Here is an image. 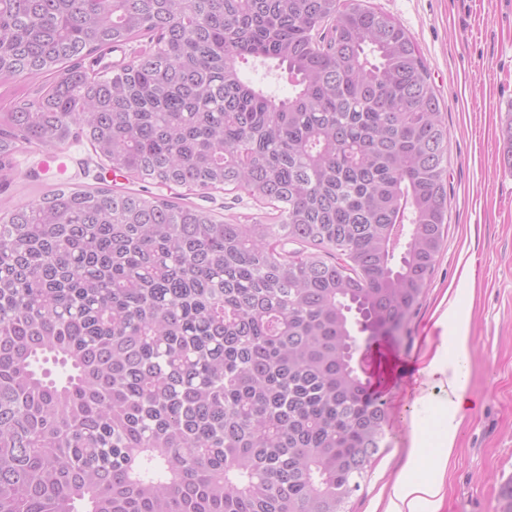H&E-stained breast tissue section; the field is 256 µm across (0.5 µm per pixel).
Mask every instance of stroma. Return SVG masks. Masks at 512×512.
<instances>
[{
  "label": "stroma",
  "mask_w": 512,
  "mask_h": 512,
  "mask_svg": "<svg viewBox=\"0 0 512 512\" xmlns=\"http://www.w3.org/2000/svg\"><path fill=\"white\" fill-rule=\"evenodd\" d=\"M395 18L417 43L448 126V237L431 282L396 342L373 351L389 409L385 440L348 512H383L396 478L410 468V414L419 390L444 392L420 374V358L448 333L456 303L468 320L473 409L462 418L444 474L441 512H502L512 478V169L505 166L500 118L512 104V0H366ZM61 164L41 149L18 154L0 210L66 182L100 185L103 163L87 140L69 141ZM186 204L218 215H258L244 193L189 195Z\"/></svg>",
  "instance_id": "35a3bbf8"
}]
</instances>
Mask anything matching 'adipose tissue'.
Instances as JSON below:
<instances>
[{"label":"adipose tissue","mask_w":512,"mask_h":512,"mask_svg":"<svg viewBox=\"0 0 512 512\" xmlns=\"http://www.w3.org/2000/svg\"><path fill=\"white\" fill-rule=\"evenodd\" d=\"M465 327L456 308L448 310V334L444 338L445 353L425 357L422 373L427 380L447 386L448 396L431 400L428 394L417 396V403H432L434 415L430 426L433 450L430 463L438 474L405 473L393 484L385 512H440L443 500V481L440 476L455 445L460 422L472 405L466 393V364L469 358Z\"/></svg>","instance_id":"1"}]
</instances>
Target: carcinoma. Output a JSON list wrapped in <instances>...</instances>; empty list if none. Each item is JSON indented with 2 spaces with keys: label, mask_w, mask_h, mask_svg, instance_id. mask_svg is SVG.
I'll use <instances>...</instances> for the list:
<instances>
[{
  "label": "carcinoma",
  "mask_w": 512,
  "mask_h": 512,
  "mask_svg": "<svg viewBox=\"0 0 512 512\" xmlns=\"http://www.w3.org/2000/svg\"><path fill=\"white\" fill-rule=\"evenodd\" d=\"M43 75L0 112L1 187L84 137L268 212L61 185L0 215V512H347L388 419L359 337L399 336L448 222L407 30L363 0H0V81ZM181 202L192 206H204L213 209L218 215L240 216L243 220L246 217L257 216L262 213L258 206L254 205L251 199L242 192H236L232 195H224V192H212L209 197L204 198L200 195H188L183 197Z\"/></svg>",
  "instance_id": "obj_1"
}]
</instances>
